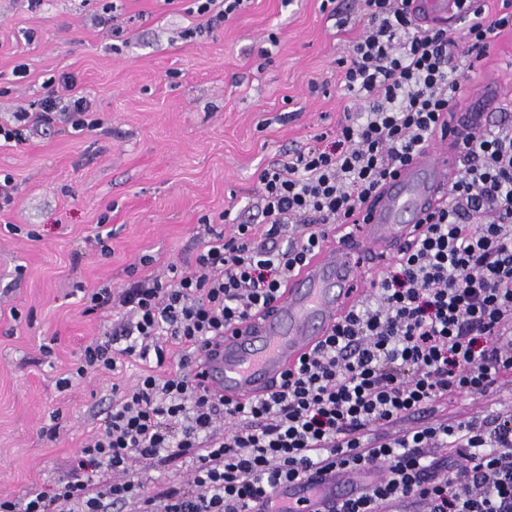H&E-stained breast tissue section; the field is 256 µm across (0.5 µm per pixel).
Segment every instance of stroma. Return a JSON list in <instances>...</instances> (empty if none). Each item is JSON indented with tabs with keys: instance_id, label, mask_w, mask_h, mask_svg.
<instances>
[{
	"instance_id": "35a3bbf8",
	"label": "stroma",
	"mask_w": 512,
	"mask_h": 512,
	"mask_svg": "<svg viewBox=\"0 0 512 512\" xmlns=\"http://www.w3.org/2000/svg\"><path fill=\"white\" fill-rule=\"evenodd\" d=\"M361 9L244 0L189 37L194 0H0V113L35 111L68 77L99 121L0 145V174L16 185L0 211V494L68 470L111 409L113 384L149 367L127 358L120 373L58 388L117 318L84 315L83 295L190 266L207 227L229 236L233 220H252L260 171L342 120L339 60ZM457 77L460 103L487 91L483 124L499 122L512 100V30ZM54 422L50 440L42 430Z\"/></svg>"
}]
</instances>
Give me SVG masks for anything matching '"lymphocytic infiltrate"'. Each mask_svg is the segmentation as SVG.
Listing matches in <instances>:
<instances>
[{"label": "lymphocytic infiltrate", "mask_w": 512, "mask_h": 512, "mask_svg": "<svg viewBox=\"0 0 512 512\" xmlns=\"http://www.w3.org/2000/svg\"><path fill=\"white\" fill-rule=\"evenodd\" d=\"M363 2L362 32L340 61L354 111L264 168L256 223L236 224L230 238L210 230L193 268L172 264L166 279L88 293L85 314L123 315L59 388L123 357L158 370L113 385L111 411L68 471L0 495V512H253L314 470L371 477L326 512H398L410 500L428 512H512V400L484 416L433 417L445 400L512 378L511 113L465 141L445 202L280 390L230 404L194 371L201 345L267 309L329 231L354 223L383 181L432 144L458 99L456 61L512 30V0L491 17L463 5L461 35L419 26L412 0ZM59 121L98 125L67 81L36 111L0 115V140L21 143ZM172 344L183 354L168 372ZM442 448L454 449L453 466L437 460ZM170 456L187 459L183 481L151 491L136 479L137 462Z\"/></svg>", "instance_id": "1"}]
</instances>
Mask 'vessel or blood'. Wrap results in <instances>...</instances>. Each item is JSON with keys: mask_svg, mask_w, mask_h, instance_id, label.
Wrapping results in <instances>:
<instances>
[{"mask_svg": "<svg viewBox=\"0 0 512 512\" xmlns=\"http://www.w3.org/2000/svg\"><path fill=\"white\" fill-rule=\"evenodd\" d=\"M416 19L425 26H446L459 14V0H413ZM483 102L453 113L439 144L419 153L386 179L363 208L360 221L331 234L329 245L292 276L268 310L203 346L200 381L226 401L256 398L281 386L294 368L327 336L368 280L390 255L400 253L425 218L445 199L459 161L458 145L481 124ZM319 494L301 512H320L336 496L330 472H311L302 484L278 487L273 498L296 501L305 487Z\"/></svg>", "mask_w": 512, "mask_h": 512, "instance_id": "b4317fda", "label": "vessel or blood"}]
</instances>
